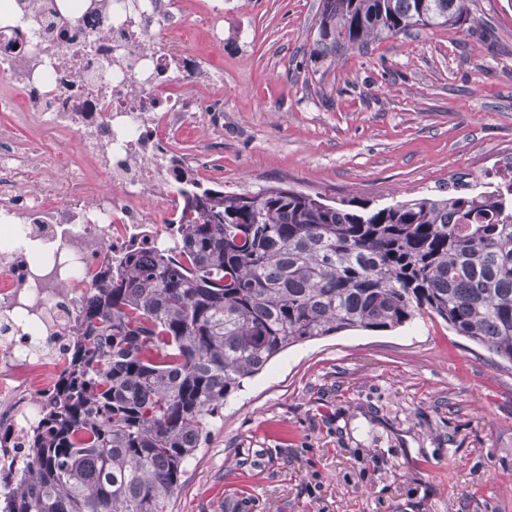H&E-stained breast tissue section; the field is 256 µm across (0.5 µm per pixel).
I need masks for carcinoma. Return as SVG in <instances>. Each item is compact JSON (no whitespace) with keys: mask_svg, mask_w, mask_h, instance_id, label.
Segmentation results:
<instances>
[{"mask_svg":"<svg viewBox=\"0 0 512 512\" xmlns=\"http://www.w3.org/2000/svg\"><path fill=\"white\" fill-rule=\"evenodd\" d=\"M469 0H321L313 54L447 27ZM179 245L97 283L8 512H167L207 418L297 343L437 317L512 365V169L376 210L177 176Z\"/></svg>","mask_w":512,"mask_h":512,"instance_id":"carcinoma-1","label":"carcinoma"}]
</instances>
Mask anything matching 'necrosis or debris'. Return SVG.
Wrapping results in <instances>:
<instances>
[{
	"instance_id": "1",
	"label": "necrosis or debris",
	"mask_w": 512,
	"mask_h": 512,
	"mask_svg": "<svg viewBox=\"0 0 512 512\" xmlns=\"http://www.w3.org/2000/svg\"><path fill=\"white\" fill-rule=\"evenodd\" d=\"M187 24L181 0H19L0 22V73L30 103L19 120L75 134L110 184L80 206L46 208L44 186L18 185L29 158L0 130V512L70 365L93 277L131 251L154 258L178 235L176 177L201 161L174 157L157 131L180 124L210 81L174 63L167 37ZM172 71L182 94L169 90ZM154 201L168 223L156 222Z\"/></svg>"
}]
</instances>
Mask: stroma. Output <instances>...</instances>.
<instances>
[{
	"instance_id": "35a3bbf8",
	"label": "stroma",
	"mask_w": 512,
	"mask_h": 512,
	"mask_svg": "<svg viewBox=\"0 0 512 512\" xmlns=\"http://www.w3.org/2000/svg\"><path fill=\"white\" fill-rule=\"evenodd\" d=\"M176 38L209 59L172 150L201 156L204 186H270L384 207L493 181L512 162V0H470L445 28H416L313 57L320 0H224V44H209L203 0H182ZM51 181L52 205L105 189L76 137L15 130ZM188 463L168 512H512V368L438 318L343 330L289 347L229 396Z\"/></svg>"
}]
</instances>
